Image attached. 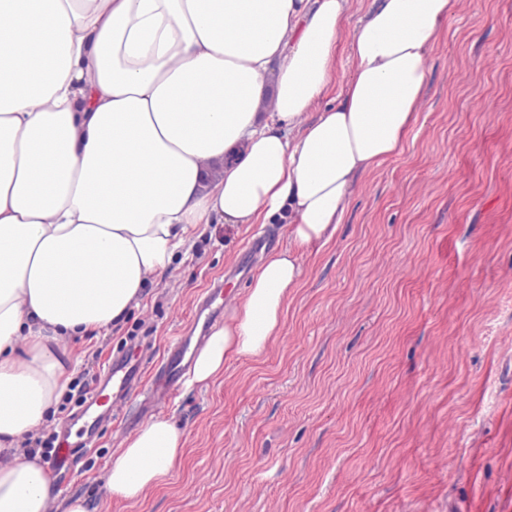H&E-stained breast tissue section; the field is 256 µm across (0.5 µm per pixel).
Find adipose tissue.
<instances>
[{
  "label": "adipose tissue",
  "instance_id": "obj_1",
  "mask_svg": "<svg viewBox=\"0 0 512 512\" xmlns=\"http://www.w3.org/2000/svg\"><path fill=\"white\" fill-rule=\"evenodd\" d=\"M348 3L0 0V512H48L49 464L20 445L71 379L66 340L120 322L201 225L284 221L288 246L212 330L193 381L277 334L301 256L416 121L454 8L370 0L338 81ZM182 446L171 420L142 426L107 496L139 500Z\"/></svg>",
  "mask_w": 512,
  "mask_h": 512
}]
</instances>
